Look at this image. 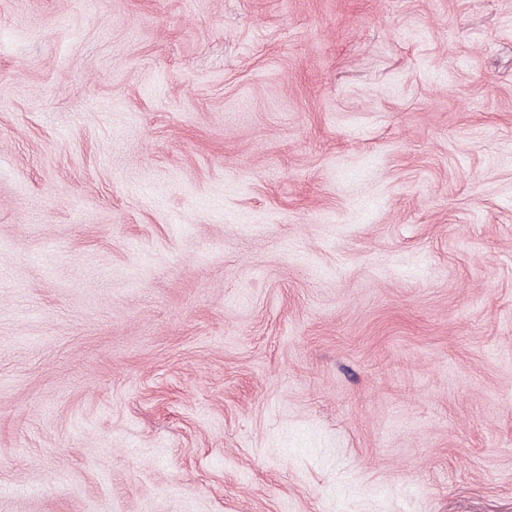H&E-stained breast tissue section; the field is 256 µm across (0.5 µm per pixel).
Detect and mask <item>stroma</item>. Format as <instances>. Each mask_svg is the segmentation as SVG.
Returning <instances> with one entry per match:
<instances>
[{
	"instance_id": "obj_1",
	"label": "stroma",
	"mask_w": 512,
	"mask_h": 512,
	"mask_svg": "<svg viewBox=\"0 0 512 512\" xmlns=\"http://www.w3.org/2000/svg\"><path fill=\"white\" fill-rule=\"evenodd\" d=\"M0 512H512V0H0Z\"/></svg>"
}]
</instances>
